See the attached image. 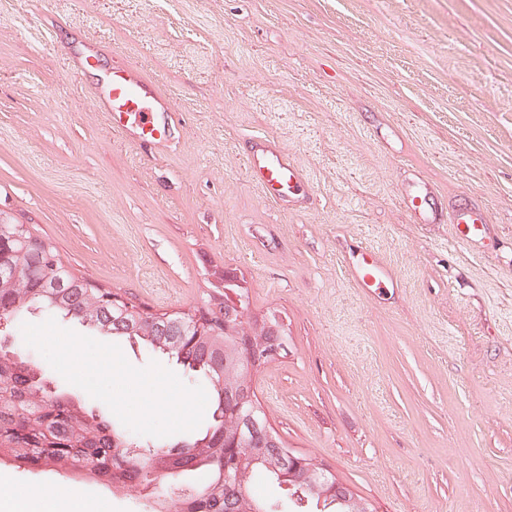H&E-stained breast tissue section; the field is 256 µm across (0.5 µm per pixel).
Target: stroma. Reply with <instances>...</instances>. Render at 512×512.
<instances>
[{
    "label": "stroma",
    "instance_id": "35a3bbf8",
    "mask_svg": "<svg viewBox=\"0 0 512 512\" xmlns=\"http://www.w3.org/2000/svg\"><path fill=\"white\" fill-rule=\"evenodd\" d=\"M96 67L69 70L84 38ZM141 64L174 144L126 141L87 92ZM255 135L307 173L266 200ZM486 205L483 256L399 203L415 178ZM0 212L64 265L154 312L243 283L281 358L253 375L270 424L376 512H512V0H0ZM398 280L360 288L359 250ZM138 493L0 459V485ZM245 166L249 177L275 205L289 211L309 207L308 182L303 171L274 140L254 137L245 156Z\"/></svg>",
    "mask_w": 512,
    "mask_h": 512
}]
</instances>
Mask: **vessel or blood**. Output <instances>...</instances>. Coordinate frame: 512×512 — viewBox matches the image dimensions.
<instances>
[{
	"instance_id": "vessel-or-blood-1",
	"label": "vessel or blood",
	"mask_w": 512,
	"mask_h": 512,
	"mask_svg": "<svg viewBox=\"0 0 512 512\" xmlns=\"http://www.w3.org/2000/svg\"><path fill=\"white\" fill-rule=\"evenodd\" d=\"M89 97L92 107L109 113L113 129L129 140L164 145L172 137L167 116L174 111L175 102L138 63L114 68L91 89ZM245 166L249 177L275 205L289 211L309 207L308 182L302 170L274 140L254 137ZM401 198L413 223L447 225L451 244L471 245L490 236L491 219L473 201H445L426 182L404 188ZM351 277L360 288H378L387 281L383 269L366 255L353 267Z\"/></svg>"
}]
</instances>
